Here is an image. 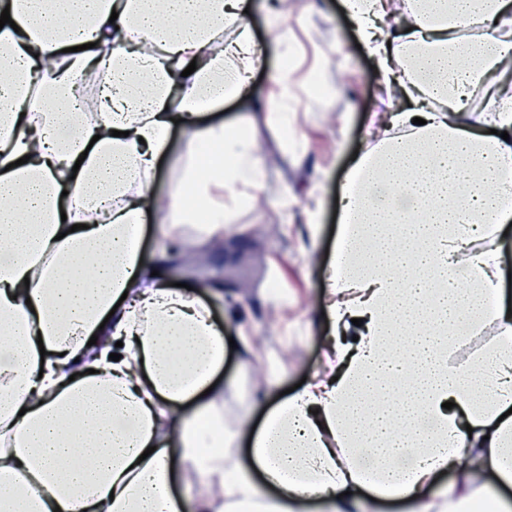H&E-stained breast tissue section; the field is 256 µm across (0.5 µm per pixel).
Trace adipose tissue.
I'll use <instances>...</instances> for the list:
<instances>
[{
  "instance_id": "ef3b65f1",
  "label": "adipose tissue",
  "mask_w": 512,
  "mask_h": 512,
  "mask_svg": "<svg viewBox=\"0 0 512 512\" xmlns=\"http://www.w3.org/2000/svg\"><path fill=\"white\" fill-rule=\"evenodd\" d=\"M393 1L344 3L389 94L339 190L319 368L279 394L277 360L236 338L270 393L256 426L225 424L240 391L218 379L227 338L209 306L154 276L141 237L149 223L173 246L189 228L223 242L263 177L258 121L293 123V66L271 74L282 92L257 114L246 0H0V512H460L512 487L500 261L489 248L459 261L475 231L512 223V0ZM91 78L94 118L73 96ZM477 93L484 134L461 116ZM227 99L236 121L200 122ZM176 126L185 161L160 202L151 183ZM490 326L482 350L450 359Z\"/></svg>"
}]
</instances>
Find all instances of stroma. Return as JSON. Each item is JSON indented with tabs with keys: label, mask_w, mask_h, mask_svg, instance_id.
I'll return each instance as SVG.
<instances>
[{
	"label": "stroma",
	"mask_w": 512,
	"mask_h": 512,
	"mask_svg": "<svg viewBox=\"0 0 512 512\" xmlns=\"http://www.w3.org/2000/svg\"><path fill=\"white\" fill-rule=\"evenodd\" d=\"M248 21L265 52V65L252 81L253 98L272 95L268 71L280 61L277 36L267 13L252 9ZM288 35L299 63L293 93L297 125L294 141L259 124V152L263 159V188L237 216L238 230L225 233L235 243L234 256L223 257L215 246L186 242L178 266L167 272L166 283H185L207 304L225 335L248 328L262 349L276 356L284 371L283 388H291L317 370L322 341L329 328L314 306L323 290V269L329 263L337 226L338 186L355 152L365 150L364 127L382 82L366 49L358 45L356 28L342 0H294L288 11ZM319 72L329 93L308 94V76ZM318 220V236H310L311 220ZM280 283L288 307L274 311L264 291ZM257 364H245L237 350H228L223 377L246 379L247 400L230 395L226 414L262 415L263 401L256 382Z\"/></svg>",
	"instance_id": "35a3bbf8"
}]
</instances>
